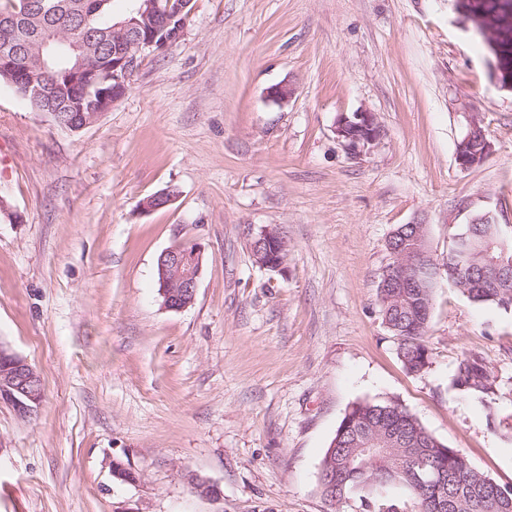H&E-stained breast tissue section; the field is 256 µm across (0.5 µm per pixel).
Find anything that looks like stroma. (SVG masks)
Listing matches in <instances>:
<instances>
[{
    "label": "stroma",
    "mask_w": 512,
    "mask_h": 512,
    "mask_svg": "<svg viewBox=\"0 0 512 512\" xmlns=\"http://www.w3.org/2000/svg\"><path fill=\"white\" fill-rule=\"evenodd\" d=\"M496 13L455 0H193L181 38L78 132L0 86V344L38 371L24 421L0 404V512H325L320 461L346 411L397 398L478 470L512 486V311L436 289L429 367L408 373L378 283L402 224L512 226V90L476 41ZM295 89L285 104L270 87ZM375 113L362 156L340 114ZM492 150L456 162L465 113ZM175 191L165 208L143 201ZM288 242L260 267L248 229ZM204 247L194 303L165 308L156 259ZM497 379L490 408L452 388L463 353ZM121 460L137 482L113 478ZM216 484L197 494L192 477Z\"/></svg>",
    "instance_id": "1"
}]
</instances>
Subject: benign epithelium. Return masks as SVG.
I'll return each mask as SVG.
<instances>
[{
	"label": "benign epithelium",
	"instance_id": "1",
	"mask_svg": "<svg viewBox=\"0 0 512 512\" xmlns=\"http://www.w3.org/2000/svg\"><path fill=\"white\" fill-rule=\"evenodd\" d=\"M140 9L142 22L139 26L158 28L169 25L171 6H162L161 0H142ZM155 40L140 41L137 51H118L116 61L112 62L113 69H122V75L116 77L122 82V77L135 72L141 58L152 50ZM295 94V89L281 83L269 88L267 96L279 104L287 103ZM466 131L458 142V163L463 168L471 167L469 157L464 155L467 144L479 129L478 118L466 114ZM336 138L346 150L354 156L368 152L378 141L380 129L374 113L360 109L350 115L342 114L336 121ZM250 250L258 264L269 270L278 271L283 268L284 253L287 244L280 232L270 226H264L256 233L249 235ZM192 253L185 252V246L176 244L166 249L159 258L160 285L159 294L164 307L181 310L192 305L196 299L199 278L202 272L204 247L194 242L191 244ZM43 389L40 375L28 360L0 344V402L12 408L22 419L36 416L40 410ZM112 476L122 482L133 483L138 480L137 474L120 460H112Z\"/></svg>",
	"mask_w": 512,
	"mask_h": 512
}]
</instances>
